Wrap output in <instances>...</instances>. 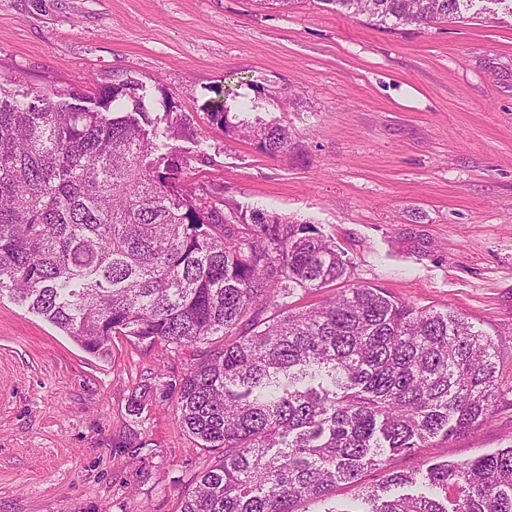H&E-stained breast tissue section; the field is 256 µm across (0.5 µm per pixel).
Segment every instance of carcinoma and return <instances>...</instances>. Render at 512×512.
<instances>
[{
	"label": "carcinoma",
	"mask_w": 512,
	"mask_h": 512,
	"mask_svg": "<svg viewBox=\"0 0 512 512\" xmlns=\"http://www.w3.org/2000/svg\"><path fill=\"white\" fill-rule=\"evenodd\" d=\"M351 17L428 27L512 0H319ZM132 78L97 87L0 92V293L28 304L90 354L112 336L196 348L177 377L180 425L216 453L181 512H299L340 484L362 512H512V447L473 460L394 466L470 433L503 392L494 344L461 314L354 287L308 309L292 298L346 278L316 226L247 212L187 183L165 126ZM211 122L277 156L288 126ZM375 471L378 483L363 478ZM417 494L394 496L399 486Z\"/></svg>",
	"instance_id": "1"
}]
</instances>
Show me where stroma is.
<instances>
[{
  "mask_svg": "<svg viewBox=\"0 0 512 512\" xmlns=\"http://www.w3.org/2000/svg\"><path fill=\"white\" fill-rule=\"evenodd\" d=\"M117 75L145 85L151 115L169 96L192 116L176 142L192 184L314 224L344 253L346 278L297 306L365 285L456 310L512 381V17L420 28L321 0H0L1 88L90 94ZM216 101L229 122L287 125L299 153L229 137L206 114ZM192 359L121 335L99 358L0 296V512H181L213 459L167 389ZM510 447L506 391L482 428L398 465Z\"/></svg>",
  "mask_w": 512,
  "mask_h": 512,
  "instance_id": "stroma-1",
  "label": "stroma"
}]
</instances>
